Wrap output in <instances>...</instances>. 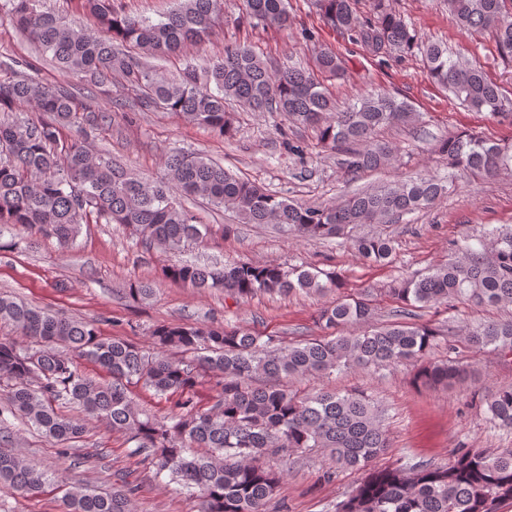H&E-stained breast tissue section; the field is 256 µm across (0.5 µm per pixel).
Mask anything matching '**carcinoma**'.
I'll return each instance as SVG.
<instances>
[{
    "instance_id": "carcinoma-1",
    "label": "carcinoma",
    "mask_w": 512,
    "mask_h": 512,
    "mask_svg": "<svg viewBox=\"0 0 512 512\" xmlns=\"http://www.w3.org/2000/svg\"><path fill=\"white\" fill-rule=\"evenodd\" d=\"M40 0H0L8 18L57 67L80 75L89 87L112 92L118 83L135 92L139 107L174 112L226 135V104L252 112H281L299 127H313L320 144L344 153L341 165L354 176L393 159L389 146L374 138L383 127L415 120L404 101L381 93L364 97L345 112L335 105L314 72L273 67L248 45L228 46L224 58L205 67L188 63L170 79L142 60L164 57L208 38L224 24V0H179L160 20L132 16L118 0H74L86 24L39 10ZM355 0H314L323 23L351 36L372 56L404 50L415 35L389 0H373V16L363 18ZM448 10L468 31L493 33L501 54L512 56V0H448ZM242 14L262 26L288 28V0H242ZM428 76L461 105L512 120V100L480 68L453 57L448 47L423 46ZM319 72L336 75L332 51L316 58ZM30 107L47 115L40 122L0 119V226L8 224L56 238L63 248L83 224H125L145 245L180 251L203 238L192 214L176 195L231 209L243 224H274L295 239L334 238L358 224L390 223L419 211L447 193L432 174L357 193L339 204L288 202L224 170L203 154L173 150L165 155V177L150 182L130 173L112 157L97 156L63 136V129L108 126L132 113L108 111L83 101L69 87L47 85L12 71L0 79V113ZM448 166L476 176L512 175V149L467 133L440 142ZM365 259L382 262L392 240L366 235L355 241ZM163 277L188 288L222 290L244 300L261 293L304 291L323 296L338 287L336 275L319 268L239 261L223 267L175 264ZM403 310L465 299L476 306H512V230L493 229L478 245L455 249L448 262L425 275L389 288ZM364 296L342 298L322 307L317 322L325 335L289 342L240 326L163 324L152 332L156 351L119 338H104L90 321L68 319L0 294V323L19 330L25 341L0 339V387L8 412L71 457L83 425L63 414L68 406L105 423L134 444L156 474L186 489L199 512H268L288 476L294 455L323 448L321 470L327 483L344 470L366 472L354 493L335 512H499L512 503V448L499 452L458 448L446 466L431 463L373 469L390 448L384 414L360 390L290 388L340 370L370 371L409 361L420 364V387H450L472 373L452 357L428 360L440 332L426 324L378 322ZM474 349L490 345L512 354V318L468 323L461 329ZM88 360L110 376L99 381L81 371L75 358ZM208 377L213 404L201 409L195 388ZM277 380L257 385L256 378ZM284 383H278V380ZM140 384L158 398L178 396V411L158 415L136 404L128 387ZM489 421L512 429V382L484 398ZM62 484V512H131L130 490L110 492L81 481H66L26 458L0 448V488L36 495L47 484Z\"/></svg>"
}]
</instances>
